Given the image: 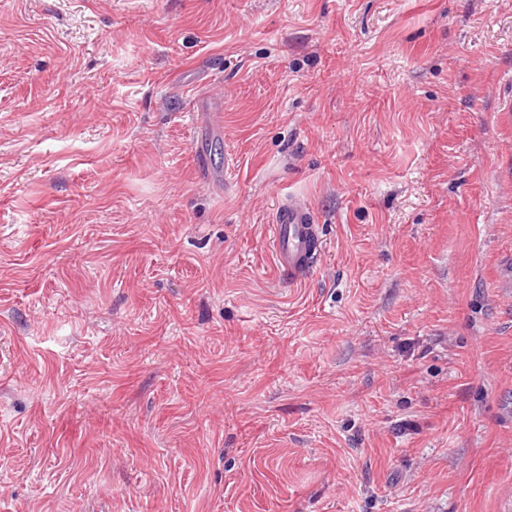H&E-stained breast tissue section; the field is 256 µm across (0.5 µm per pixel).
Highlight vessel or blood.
Instances as JSON below:
<instances>
[{"mask_svg": "<svg viewBox=\"0 0 512 512\" xmlns=\"http://www.w3.org/2000/svg\"><path fill=\"white\" fill-rule=\"evenodd\" d=\"M271 242L276 268L289 281H302L323 245L321 226L303 200L294 196L280 200L271 224Z\"/></svg>", "mask_w": 512, "mask_h": 512, "instance_id": "obj_1", "label": "vessel or blood"}]
</instances>
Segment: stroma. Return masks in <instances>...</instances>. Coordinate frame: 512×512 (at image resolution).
Listing matches in <instances>:
<instances>
[{"label": "stroma", "instance_id": "stroma-1", "mask_svg": "<svg viewBox=\"0 0 512 512\" xmlns=\"http://www.w3.org/2000/svg\"><path fill=\"white\" fill-rule=\"evenodd\" d=\"M511 101L512 0H0V512H512ZM270 227L276 268L288 275V281H302L316 264L323 245L314 213L303 200L289 195L280 200Z\"/></svg>", "mask_w": 512, "mask_h": 512}]
</instances>
